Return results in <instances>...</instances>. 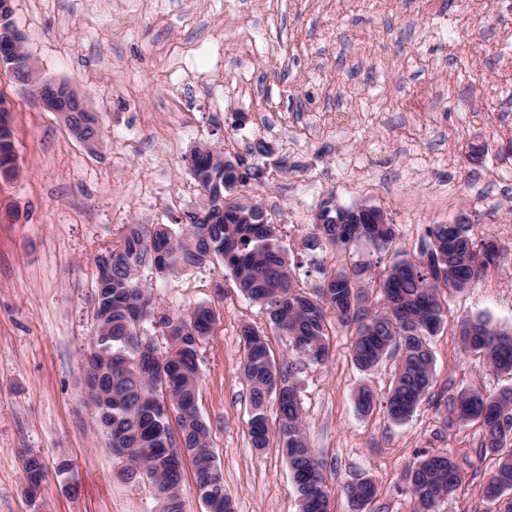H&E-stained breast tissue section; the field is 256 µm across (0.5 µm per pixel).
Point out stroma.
<instances>
[{"label":"stroma","instance_id":"obj_1","mask_svg":"<svg viewBox=\"0 0 512 512\" xmlns=\"http://www.w3.org/2000/svg\"><path fill=\"white\" fill-rule=\"evenodd\" d=\"M13 20L41 78L67 82L104 133L87 152L29 85L0 70L13 107L18 174L0 180V512H162L97 426L84 385L95 337V259L124 225L185 228L201 194L184 158L206 144L265 169L231 190L260 200L285 233L298 287L364 266L377 281L400 252L415 253L436 224L462 221L494 237L501 257L471 288L448 295L432 339L434 387L495 394L512 380L463 351L462 319L512 329V0H12ZM268 145L265 153L258 144ZM382 209L390 250L312 246L324 204ZM156 311L212 307L200 355L198 407L234 512H299L289 466L247 434L241 329H267L223 267L204 263L161 278L141 272ZM352 338L332 328L326 364L294 363L310 448L335 489L332 512H351L339 488L365 477L369 512H411L403 473L416 451L474 456L477 427L447 431L422 402L403 423L383 408L360 415L354 393L385 398L396 360L368 371ZM48 477L26 493L21 454ZM71 464L55 473L59 461ZM480 463L439 512H486Z\"/></svg>","mask_w":512,"mask_h":512}]
</instances>
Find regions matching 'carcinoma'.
Listing matches in <instances>:
<instances>
[{
  "mask_svg": "<svg viewBox=\"0 0 512 512\" xmlns=\"http://www.w3.org/2000/svg\"><path fill=\"white\" fill-rule=\"evenodd\" d=\"M18 62L11 73L28 81L33 72L30 56L19 46ZM71 131L84 139H100L102 130L87 112L71 113ZM224 155L206 145L195 156L190 174L200 191L224 194L239 181ZM214 206L208 224H187L176 233L164 224L125 225L120 242L102 250L96 265L107 264L106 279L96 285V336L86 362L93 370L85 384L99 425L112 450L129 462L128 479H145L163 512H187L181 485L183 457L193 465L197 497L206 512H233L224 488V476L210 445V428L202 419L197 398L201 382L200 354L216 324L215 311L198 305L182 313H158L147 287L139 280L143 269L159 275L208 259L220 263L237 288L264 308L270 328L288 342L291 355L323 364L329 358L327 336L331 319L352 336L354 364L370 370L383 358L398 355L393 385L383 406L395 423L413 416L434 381L431 338L443 327L448 313L445 293L462 291L498 262L497 242L468 238V261L456 263L451 254L460 245L448 239V225L429 229V241L418 253L399 264L378 283L381 307L367 306L358 286L360 270L330 273L324 286L309 293L292 277L288 251L282 246L280 225L263 218L262 207ZM373 224H316L315 240L339 251L367 241L386 250L394 239L392 225L386 238L376 242L365 233ZM165 331L174 327L171 344L161 353L147 340L144 324ZM245 351L241 370L249 387L248 436L252 447L276 446L285 456L298 494L301 512H331V492L322 465L308 447L297 387L290 381L292 366L270 354L266 335L250 325L243 327ZM462 348L475 352L493 371L512 377V331L498 330L487 320L461 323ZM277 406L270 419V403ZM363 415L373 412L377 398L366 387L355 395ZM473 424L480 428L478 459H491L494 468L481 488V497L495 506L493 512H512V388L496 395L461 390L446 400L443 426L450 430ZM473 466L450 453L417 454L405 473L413 512H438L439 505L462 486L465 470ZM22 468L27 483L41 485L47 468L41 456L25 452ZM377 489L367 480L341 489L354 512H365Z\"/></svg>",
  "mask_w": 512,
  "mask_h": 512,
  "instance_id": "1",
  "label": "carcinoma"
}]
</instances>
